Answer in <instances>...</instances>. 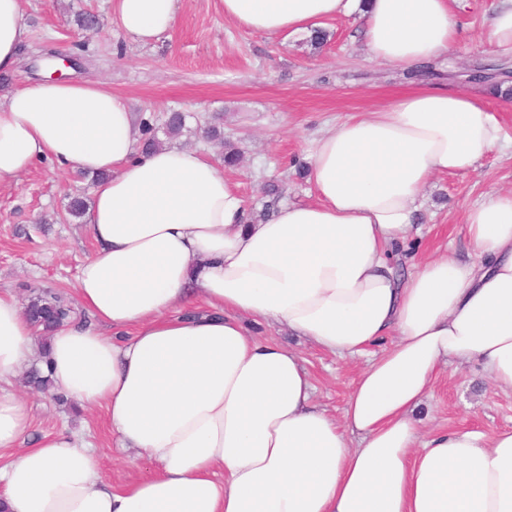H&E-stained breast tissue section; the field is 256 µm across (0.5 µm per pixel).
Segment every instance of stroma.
Segmentation results:
<instances>
[{
	"label": "stroma",
	"instance_id": "obj_1",
	"mask_svg": "<svg viewBox=\"0 0 512 512\" xmlns=\"http://www.w3.org/2000/svg\"><path fill=\"white\" fill-rule=\"evenodd\" d=\"M496 0H454L460 39L433 61L434 75L423 85L445 86L482 96L502 108L506 145L484 154L474 170L435 177L421 199L422 208L399 253V271L468 246L464 215L486 194L512 191V98L483 94L467 83L468 68L512 69V58L498 56L484 32ZM29 38L16 70L0 82L6 95L49 75V53L74 57L68 78L98 80L120 94L131 112L187 116L174 146L216 158L220 147L202 133L220 117L224 138L241 153L230 170L249 210H261L266 189L275 185L284 203L308 202L315 194L295 161H307L312 142L348 116L369 110L415 87L402 68L369 61L362 41L364 20L353 12L328 21V42L314 48L308 36H269L230 22L223 0H177L175 25L148 44L136 41L112 21V0H21ZM96 14V31L82 30L79 13ZM92 181L82 172L40 164L10 185L0 186V291L26 302L38 288L79 304V266L95 248L85 220L72 218V197L88 195ZM258 337H272L297 353L308 369L318 405L340 418L366 357L341 359L317 349L279 324L249 323ZM24 401L31 433L26 446L67 430L92 444L101 477L113 486L140 478L148 465L131 466L135 452L121 448L99 407L76 408L29 387L24 376L11 381ZM422 435L440 429L470 428L492 435L512 428V390L494 385L477 364L449 362L420 411Z\"/></svg>",
	"mask_w": 512,
	"mask_h": 512
}]
</instances>
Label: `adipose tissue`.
<instances>
[{
  "mask_svg": "<svg viewBox=\"0 0 512 512\" xmlns=\"http://www.w3.org/2000/svg\"><path fill=\"white\" fill-rule=\"evenodd\" d=\"M177 0H112L148 43ZM361 12L371 60L412 68L449 52L450 0H224V17L269 35ZM27 38L0 0V74ZM126 101L93 81H35L0 97V185L48 159L99 174L86 221L97 244L77 288L91 322L41 336L0 294V380L45 362L55 392L102 406L148 475L122 487L69 433L0 464L6 512H512V429L419 437L417 411L448 360L512 390V192L470 206L477 260L456 252L399 278L392 261L437 175L471 171L502 140L496 110L422 86L322 132L311 202L252 220L201 154L145 153ZM206 311H198L197 302ZM288 326L339 357L390 345L357 376L340 418L313 401L301 358L246 320ZM0 387V450L28 432Z\"/></svg>",
  "mask_w": 512,
  "mask_h": 512,
  "instance_id": "ef3b65f1",
  "label": "adipose tissue"
}]
</instances>
